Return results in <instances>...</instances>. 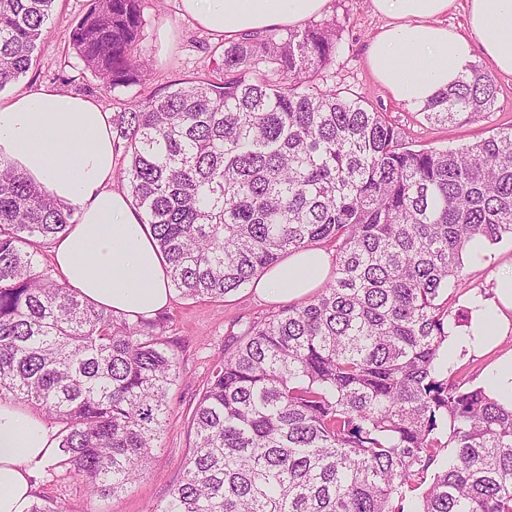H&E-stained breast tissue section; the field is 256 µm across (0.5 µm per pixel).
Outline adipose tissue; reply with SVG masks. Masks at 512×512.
Instances as JSON below:
<instances>
[{
	"mask_svg": "<svg viewBox=\"0 0 512 512\" xmlns=\"http://www.w3.org/2000/svg\"><path fill=\"white\" fill-rule=\"evenodd\" d=\"M180 14L227 39L271 27L293 28L320 16L330 0H178ZM456 0H370L386 23L366 49L376 81L404 107L419 110L448 91L472 62L488 57L512 76V0H466L467 32L444 24ZM0 161L76 211V222L50 248L65 284L87 301L129 319L166 308L172 291L149 225L114 182L112 114L88 98L43 87L0 102ZM319 247L289 254L252 283L261 297L299 300L331 275ZM465 334L450 332L448 360L481 356L512 333V263L493 278L489 296L469 303ZM486 394L512 410V349L483 372ZM55 434L42 416L0 401V512H28L33 465L55 456Z\"/></svg>",
	"mask_w": 512,
	"mask_h": 512,
	"instance_id": "obj_1",
	"label": "adipose tissue"
}]
</instances>
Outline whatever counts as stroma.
Here are the masks:
<instances>
[{
  "mask_svg": "<svg viewBox=\"0 0 512 512\" xmlns=\"http://www.w3.org/2000/svg\"><path fill=\"white\" fill-rule=\"evenodd\" d=\"M88 4L89 0H57L32 68L0 90L1 98L51 86L93 99L114 113L134 97L208 73L211 49L222 40L221 35L183 18L177 0H143L140 50L149 64V75L142 85L109 90L86 69L70 45L72 30ZM324 18L336 21L340 27L339 51L325 70L328 85L349 88L378 111L387 113L414 148H456L512 125V76H497L495 105L475 121L433 125L419 112L394 100L371 75L365 51L385 20L373 13L369 0H332ZM511 258V238L492 245L485 268L467 269V285L458 293L456 308L467 309L472 296L488 295L493 275ZM278 309V303L260 298L249 287L221 301L173 297L158 320L160 334L171 342L177 357L179 376L169 391L170 413L159 446L143 477L121 497L101 498L91 494L83 478L68 474L65 468L39 466L32 470L35 496L50 498L65 512H150L164 504L183 473L193 445L191 417L214 363L233 348L248 323L262 320Z\"/></svg>",
  "mask_w": 512,
  "mask_h": 512,
  "instance_id": "obj_1",
  "label": "stroma"
}]
</instances>
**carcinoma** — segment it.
<instances>
[{"instance_id": "1", "label": "carcinoma", "mask_w": 512, "mask_h": 512, "mask_svg": "<svg viewBox=\"0 0 512 512\" xmlns=\"http://www.w3.org/2000/svg\"><path fill=\"white\" fill-rule=\"evenodd\" d=\"M56 0H0V90L31 68ZM142 0H91L72 31L107 88L143 82ZM338 31L311 23L216 47L211 73L112 114L117 176L170 286L222 300L307 247L336 248L304 301L252 323L216 363L194 445L150 512H512V411L442 362L479 236L512 238V127L413 149L349 88L324 85ZM469 68L422 108L469 122L497 99ZM74 212L0 164V400L61 424L58 462L117 498L168 419L175 353L154 322L89 304L39 268Z\"/></svg>"}]
</instances>
